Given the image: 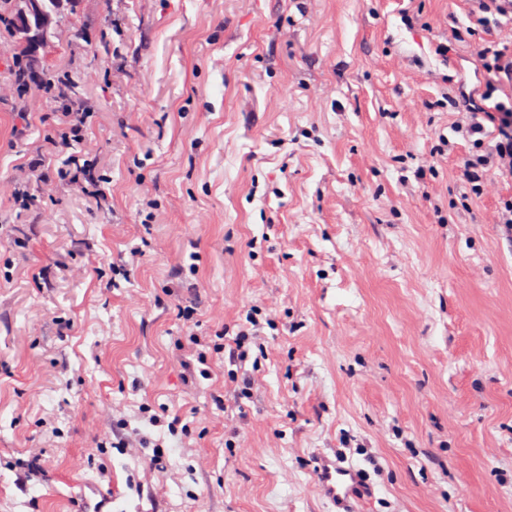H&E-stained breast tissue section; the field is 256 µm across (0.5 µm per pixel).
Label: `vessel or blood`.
I'll use <instances>...</instances> for the list:
<instances>
[{"mask_svg": "<svg viewBox=\"0 0 512 512\" xmlns=\"http://www.w3.org/2000/svg\"><path fill=\"white\" fill-rule=\"evenodd\" d=\"M314 476L315 489L331 504V512H358V505L373 496L362 468L344 464L336 455H320ZM112 499L111 490L86 482L74 492L71 512H112Z\"/></svg>", "mask_w": 512, "mask_h": 512, "instance_id": "b4317fda", "label": "vessel or blood"}]
</instances>
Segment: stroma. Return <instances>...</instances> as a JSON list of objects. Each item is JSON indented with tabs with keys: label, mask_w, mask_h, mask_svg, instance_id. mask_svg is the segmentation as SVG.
Segmentation results:
<instances>
[{
	"label": "stroma",
	"mask_w": 512,
	"mask_h": 512,
	"mask_svg": "<svg viewBox=\"0 0 512 512\" xmlns=\"http://www.w3.org/2000/svg\"><path fill=\"white\" fill-rule=\"evenodd\" d=\"M404 5L80 0L46 58L90 80L107 203L41 184L20 218L54 107L0 103V512H63L86 480L113 512H330L311 463L339 449L370 475L366 512H512V242L492 220L512 184L463 211L464 150H430L441 77L469 66L433 45L465 5L412 0L410 26ZM256 306L240 406L222 360L191 378L174 341L234 337ZM145 402L186 434L161 437ZM120 419L163 438L165 467L97 452Z\"/></svg>",
	"instance_id": "1"
}]
</instances>
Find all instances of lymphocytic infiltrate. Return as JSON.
<instances>
[{"mask_svg":"<svg viewBox=\"0 0 512 512\" xmlns=\"http://www.w3.org/2000/svg\"><path fill=\"white\" fill-rule=\"evenodd\" d=\"M466 4L465 21L450 28L445 41L435 45L434 53L444 59L457 47H475L479 60L474 71L476 82L470 85L461 77L447 76L448 91L439 104L448 108L454 119L450 136L440 137L436 151L452 152L458 144L466 145L461 176L464 198L473 203L483 196L490 179L512 181V38L501 37L505 26L512 23V0H466ZM58 94L69 98L68 109L59 113L58 127L25 164V179L44 180L45 168L58 162L69 169V187L78 188L88 200L101 201L104 192L95 173L81 162L92 115L84 100L70 99L68 86H60ZM251 337L248 330L231 339L190 337L188 347L193 360L188 370L209 378L212 358L218 354L229 365H241L248 358Z\"/></svg>","mask_w":512,"mask_h":512,"instance_id":"lymphocytic-infiltrate-1","label":"lymphocytic infiltrate"}]
</instances>
